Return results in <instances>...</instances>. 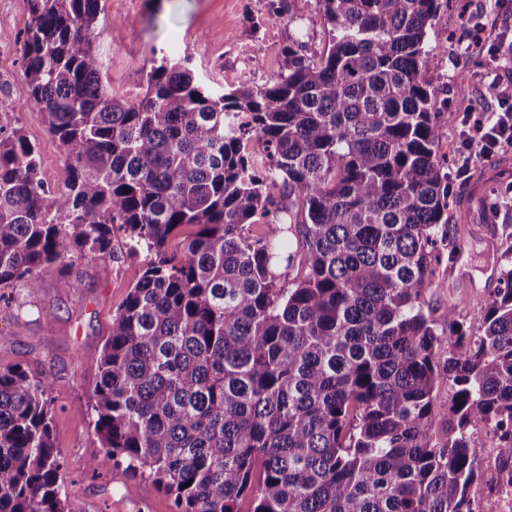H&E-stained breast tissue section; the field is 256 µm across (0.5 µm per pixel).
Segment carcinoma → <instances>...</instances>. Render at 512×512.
Here are the masks:
<instances>
[{"label":"carcinoma","mask_w":512,"mask_h":512,"mask_svg":"<svg viewBox=\"0 0 512 512\" xmlns=\"http://www.w3.org/2000/svg\"><path fill=\"white\" fill-rule=\"evenodd\" d=\"M27 3L23 89L70 177H41L0 102V288L116 238L144 256L93 357L89 470L149 479L178 512H477V435L512 446V268L476 336L458 305L441 330L421 306L454 251L448 109L424 78L448 0H316L323 50L286 46L271 81L218 94L163 58L138 103L102 84L101 0ZM270 214L281 237L246 233ZM52 391L0 369V512H68Z\"/></svg>","instance_id":"cac0c4a2"}]
</instances>
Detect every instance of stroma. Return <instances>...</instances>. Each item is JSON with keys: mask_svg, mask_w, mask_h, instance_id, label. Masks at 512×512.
I'll return each mask as SVG.
<instances>
[{"mask_svg": "<svg viewBox=\"0 0 512 512\" xmlns=\"http://www.w3.org/2000/svg\"><path fill=\"white\" fill-rule=\"evenodd\" d=\"M269 0H104L97 44L104 81L111 94L130 101L145 92L147 75L162 57L186 61L217 90L262 85L283 65L282 51L294 39L322 49L325 30L316 6L295 21H268ZM476 18L495 14V0H450L448 22L430 30L425 77L455 108L467 101L474 116L497 108V98L478 79L480 71L512 63L469 49L463 11ZM30 22L25 0H0V100L9 104L17 127L37 146L43 178L64 186L68 165L49 134L43 113L23 89L20 40ZM448 220L456 226L457 257L437 266L421 292L426 314L443 324L448 312L471 330L482 324L485 301L512 259V147L475 158L466 178L452 179ZM141 259L129 257L123 239L112 256H75L66 277L50 268L12 288L0 310V367L19 365L48 376L52 392V433L60 449L68 500L88 503L89 512H175L171 497L151 481L116 482L111 471L92 473L90 457L100 443L88 406L97 378L94 357L109 336L112 318L142 274ZM483 463L471 495L481 512H495L491 489L500 479L495 466L512 450L490 431L475 443Z\"/></svg>", "mask_w": 512, "mask_h": 512, "instance_id": "35a3bbf8", "label": "stroma"}]
</instances>
